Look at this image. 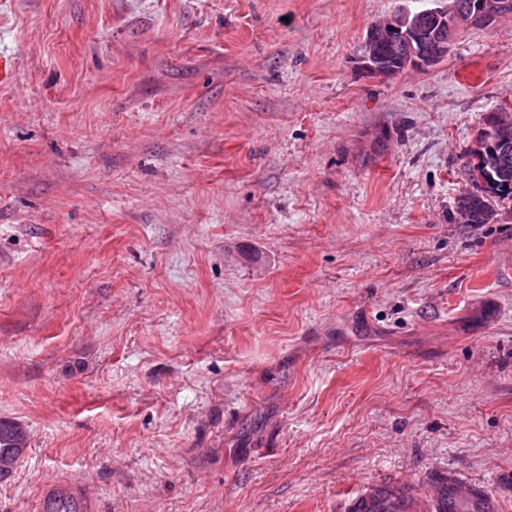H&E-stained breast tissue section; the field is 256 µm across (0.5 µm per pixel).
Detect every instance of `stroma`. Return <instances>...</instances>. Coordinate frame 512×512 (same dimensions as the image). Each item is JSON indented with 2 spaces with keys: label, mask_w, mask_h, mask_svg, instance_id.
Listing matches in <instances>:
<instances>
[{
  "label": "stroma",
  "mask_w": 512,
  "mask_h": 512,
  "mask_svg": "<svg viewBox=\"0 0 512 512\" xmlns=\"http://www.w3.org/2000/svg\"><path fill=\"white\" fill-rule=\"evenodd\" d=\"M403 0H0V512H512V201L455 207L512 17L357 70ZM28 446L24 427L11 419H0V479L9 477ZM97 501L75 480H61L42 491L40 512H97ZM400 483H380L352 497L347 505V512H376L380 508L381 495L390 498L397 506L381 508L378 512H446L457 500H468L482 512H495L496 503L491 496L479 495L478 488L470 481L457 480L452 483L448 493V483L437 488L434 496L428 500H418L402 495Z\"/></svg>",
  "instance_id": "stroma-1"
}]
</instances>
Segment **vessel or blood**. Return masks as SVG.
<instances>
[{
	"mask_svg": "<svg viewBox=\"0 0 512 512\" xmlns=\"http://www.w3.org/2000/svg\"><path fill=\"white\" fill-rule=\"evenodd\" d=\"M384 497L390 498L399 512H447L459 500L473 502L477 512H496V503L491 496L479 493L472 482L461 480L448 487L440 486L427 500L404 496L398 484H376L352 497L346 512H378ZM39 512H98V505L81 482L61 480L43 490Z\"/></svg>",
	"mask_w": 512,
	"mask_h": 512,
	"instance_id": "b4317fda",
	"label": "vessel or blood"
}]
</instances>
